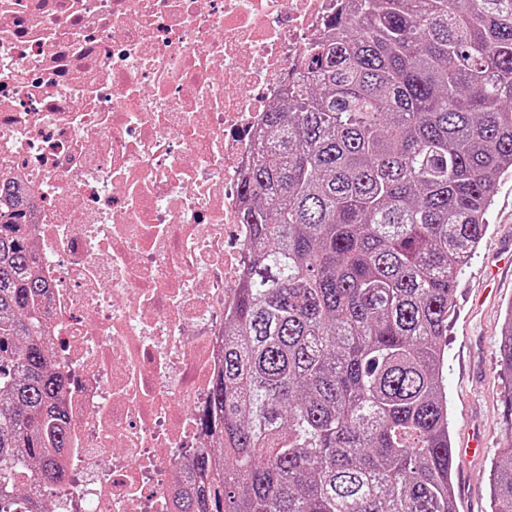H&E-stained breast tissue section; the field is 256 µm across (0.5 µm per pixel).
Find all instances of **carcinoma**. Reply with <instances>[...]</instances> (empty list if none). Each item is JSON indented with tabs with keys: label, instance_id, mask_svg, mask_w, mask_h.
Listing matches in <instances>:
<instances>
[{
	"label": "carcinoma",
	"instance_id": "obj_1",
	"mask_svg": "<svg viewBox=\"0 0 512 512\" xmlns=\"http://www.w3.org/2000/svg\"><path fill=\"white\" fill-rule=\"evenodd\" d=\"M506 174L512 0H354L336 16L242 182L247 267L197 414L215 446L177 512H455L442 336ZM23 205L1 180L7 219ZM35 259L22 225L0 223V512H50L26 486L65 482ZM490 495L512 512V444Z\"/></svg>",
	"mask_w": 512,
	"mask_h": 512
}]
</instances>
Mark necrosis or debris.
<instances>
[{
  "label": "necrosis or debris",
  "instance_id": "1",
  "mask_svg": "<svg viewBox=\"0 0 512 512\" xmlns=\"http://www.w3.org/2000/svg\"><path fill=\"white\" fill-rule=\"evenodd\" d=\"M347 0H0V179L65 379L55 512H174L247 264L265 114ZM24 205V201L22 197L18 194L13 184L6 181H0V209L4 214H7V219L12 220L16 219L18 213H16L17 209Z\"/></svg>",
  "mask_w": 512,
  "mask_h": 512
}]
</instances>
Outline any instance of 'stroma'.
<instances>
[{"instance_id": "stroma-1", "label": "stroma", "mask_w": 512, "mask_h": 512, "mask_svg": "<svg viewBox=\"0 0 512 512\" xmlns=\"http://www.w3.org/2000/svg\"><path fill=\"white\" fill-rule=\"evenodd\" d=\"M487 221L486 236L457 278L455 311L443 341L452 446L463 447L472 434L487 442L481 455L456 462V512H492L491 464L512 443V382L500 369L497 351L512 308V175L499 180Z\"/></svg>"}]
</instances>
